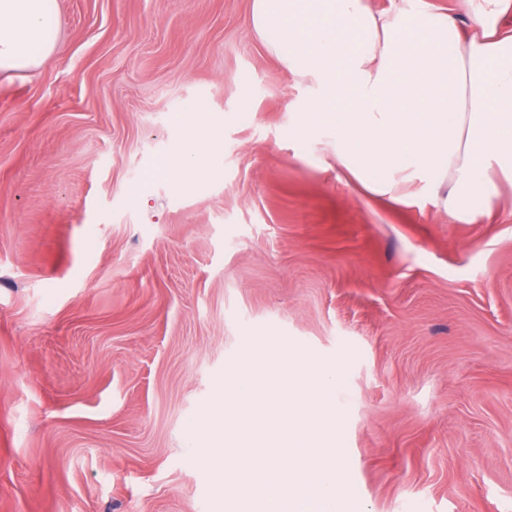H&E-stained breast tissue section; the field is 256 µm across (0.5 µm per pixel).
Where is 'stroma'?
Returning <instances> with one entry per match:
<instances>
[{
	"label": "stroma",
	"mask_w": 512,
	"mask_h": 512,
	"mask_svg": "<svg viewBox=\"0 0 512 512\" xmlns=\"http://www.w3.org/2000/svg\"><path fill=\"white\" fill-rule=\"evenodd\" d=\"M252 4L57 0L0 77V512H250L212 408L286 350L339 373L343 512H512V182L468 223L340 177ZM186 113L184 118V127L187 131L186 143L188 149L181 153L174 166L170 165L173 172L178 174H196L201 170L202 167V156L194 149L195 145V133L199 124V118L195 109H191Z\"/></svg>",
	"instance_id": "stroma-1"
}]
</instances>
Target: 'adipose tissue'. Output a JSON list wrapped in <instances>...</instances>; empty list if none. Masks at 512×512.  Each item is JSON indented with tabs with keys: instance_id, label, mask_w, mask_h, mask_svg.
<instances>
[{
	"instance_id": "1",
	"label": "adipose tissue",
	"mask_w": 512,
	"mask_h": 512,
	"mask_svg": "<svg viewBox=\"0 0 512 512\" xmlns=\"http://www.w3.org/2000/svg\"><path fill=\"white\" fill-rule=\"evenodd\" d=\"M455 17L367 0H253L257 35L313 89L292 133L323 132L336 165L369 192L396 196L424 178L450 218L472 221L512 180V29L501 0H466ZM56 0H0V73L39 67L54 46Z\"/></svg>"
}]
</instances>
